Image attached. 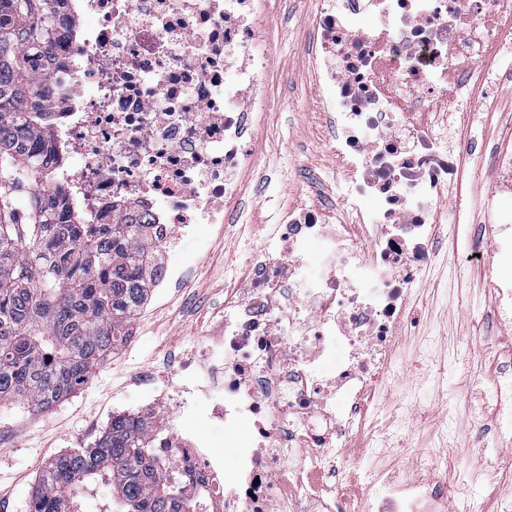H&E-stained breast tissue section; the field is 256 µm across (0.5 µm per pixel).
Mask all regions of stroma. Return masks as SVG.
Instances as JSON below:
<instances>
[{
  "label": "stroma",
  "mask_w": 512,
  "mask_h": 512,
  "mask_svg": "<svg viewBox=\"0 0 512 512\" xmlns=\"http://www.w3.org/2000/svg\"><path fill=\"white\" fill-rule=\"evenodd\" d=\"M258 21L271 35L272 68L264 74L270 110L257 131L254 162L242 171L246 192L234 226L220 230L200 224L181 245L189 269L181 286L153 288L135 317L133 334L94 370L87 384L60 399L48 414H28L0 404V512H29V496L39 472L55 456L92 443L114 414L132 413L152 400L168 353L197 347L224 305V285L259 245L279 210L318 193L326 203L339 199L330 128L319 110L308 52V23L316 0H269ZM500 109L479 114L470 131L495 143L512 119V85L492 92ZM503 273L496 258L455 263L439 256L414 289L412 323L390 362L400 386L376 402L373 445L388 446L376 462L363 463L359 483L369 486L375 467H413L419 475L442 479L434 454L448 456L441 429L451 424L462 450L458 467L479 473L468 492H449L451 512H482L487 493L512 498V473L483 471V443L512 461V443L494 438L489 401L497 382L498 351L512 348V324L489 329L480 321L493 299L487 284ZM184 432H204L214 451L233 468L240 430L186 416Z\"/></svg>",
  "instance_id": "1"
}]
</instances>
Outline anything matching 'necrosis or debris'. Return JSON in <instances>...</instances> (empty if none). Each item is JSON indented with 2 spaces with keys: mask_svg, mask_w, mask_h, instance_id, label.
<instances>
[{
  "mask_svg": "<svg viewBox=\"0 0 512 512\" xmlns=\"http://www.w3.org/2000/svg\"><path fill=\"white\" fill-rule=\"evenodd\" d=\"M262 4L64 0L62 66L32 64L54 146L44 186L86 223L152 225L163 277L184 274L180 239L229 221L244 194L237 173L269 106ZM363 15L373 25L354 30ZM308 51L341 203L281 212L226 291L200 344L204 366L173 356L170 383L139 412L164 426L203 512H447L449 487L474 483L468 471L448 485L384 470V493L362 499L350 444L396 385L389 363L412 286L438 255L441 207L464 205V153L487 155L476 174L492 182L476 252L512 266V209L500 206L512 198V136L489 148L445 136L512 82L499 66L512 52V0H318ZM323 240L330 267L306 282ZM200 404L204 420L251 425L235 471L204 436L173 427Z\"/></svg>",
  "mask_w": 512,
  "mask_h": 512,
  "instance_id": "necrosis-or-debris-1",
  "label": "necrosis or debris"
}]
</instances>
